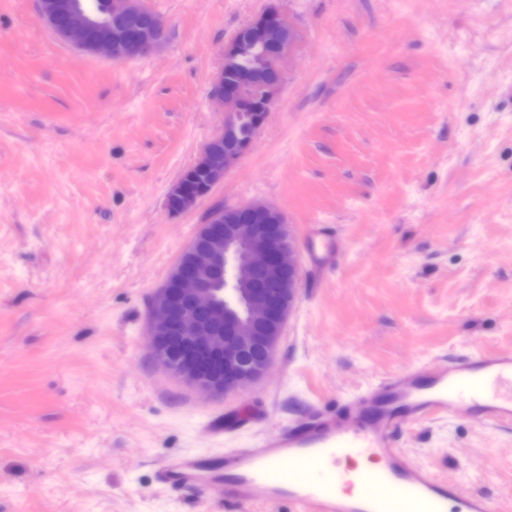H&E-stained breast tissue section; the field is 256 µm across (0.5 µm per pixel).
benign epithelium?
I'll list each match as a JSON object with an SVG mask.
<instances>
[{"label":"benign epithelium","instance_id":"7a95c632","mask_svg":"<svg viewBox=\"0 0 512 512\" xmlns=\"http://www.w3.org/2000/svg\"><path fill=\"white\" fill-rule=\"evenodd\" d=\"M39 14L60 41L114 62L146 58L167 41L163 19L143 0H104L94 12L82 0H39ZM297 33L274 2L224 44L223 65L209 94L224 126L204 147L194 167L206 176L193 190L179 179L168 197L178 214L208 197L252 139L241 135L244 107L259 103L252 133L264 124L281 89L282 61ZM259 48L239 80L224 69L241 49ZM300 279L286 216L253 201L224 209L199 226L149 302L147 346L156 364L190 388L210 396L239 392L260 380L271 364L295 303Z\"/></svg>","mask_w":512,"mask_h":512}]
</instances>
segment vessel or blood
Wrapping results in <instances>:
<instances>
[{
    "label": "vessel or blood",
    "instance_id": "b4317fda",
    "mask_svg": "<svg viewBox=\"0 0 512 512\" xmlns=\"http://www.w3.org/2000/svg\"><path fill=\"white\" fill-rule=\"evenodd\" d=\"M463 413L512 419V355L475 351L460 364L396 374L337 412H318L269 441L213 465L203 456L167 463L163 483L217 488L235 501H281L293 512H396L402 492L414 512H492L393 448L400 426Z\"/></svg>",
    "mask_w": 512,
    "mask_h": 512
}]
</instances>
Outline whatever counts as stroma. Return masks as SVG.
Instances as JSON below:
<instances>
[{
	"mask_svg": "<svg viewBox=\"0 0 512 512\" xmlns=\"http://www.w3.org/2000/svg\"><path fill=\"white\" fill-rule=\"evenodd\" d=\"M268 0H144L116 63L0 0V512H292L161 483L386 377L512 352V0H277L298 41L275 106L195 209L172 185L224 116L222 48ZM262 200L298 249L271 367L222 398L152 360L148 299L215 203ZM337 262L308 259L307 232ZM409 462L512 507V422L398 428Z\"/></svg>",
	"mask_w": 512,
	"mask_h": 512,
	"instance_id": "1",
	"label": "stroma"
}]
</instances>
